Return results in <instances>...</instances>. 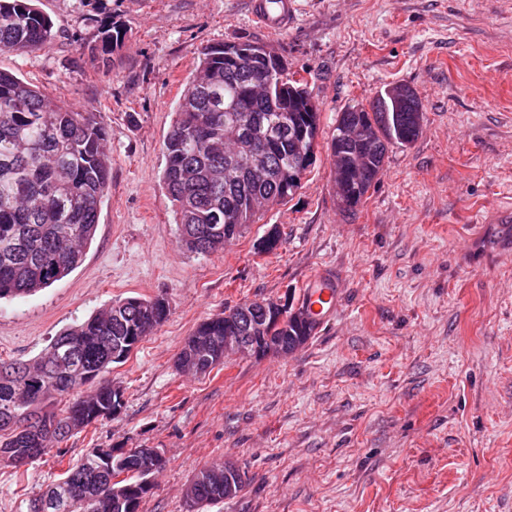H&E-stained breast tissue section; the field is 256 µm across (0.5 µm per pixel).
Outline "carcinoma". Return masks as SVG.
<instances>
[{
    "label": "carcinoma",
    "instance_id": "1",
    "mask_svg": "<svg viewBox=\"0 0 512 512\" xmlns=\"http://www.w3.org/2000/svg\"><path fill=\"white\" fill-rule=\"evenodd\" d=\"M57 31L49 16L32 0H0V50L21 54L50 47ZM121 25H99L92 52L107 59L125 43ZM266 68L255 56L249 67L224 60V46L208 45L186 83L175 120L164 142L162 182L175 208L178 246L206 256L240 237L256 221L248 206L252 197L288 202L301 188L314 161H296L295 132L320 133L321 108L308 82L283 75L266 99L246 94L249 74ZM288 97L292 111L276 110ZM421 107L410 100L397 112L386 92L370 108L357 104L337 114L336 122L356 119L370 128L368 163L350 175L349 210H354L378 181L390 147L421 135L412 115ZM109 133L89 112L59 105L16 75L0 70V299L32 295L73 271L94 240L101 206L111 187L107 155ZM263 138L270 147L275 175L250 181L239 169L252 140ZM240 211L239 224L224 223V212ZM162 297L118 300L87 320L69 326L36 357L0 361V449L11 450L18 463L0 460L16 469L32 449L46 455L112 413V382L98 380L116 363V350L128 346L129 336H148L165 320L157 307ZM288 303L285 316L267 318L260 344L264 358L284 347L306 344L318 321L300 319ZM264 316L257 302L236 305L229 314L201 322L177 355L181 367L207 374L224 363V332L244 333ZM41 381L40 397H29L30 375ZM115 458L125 460L126 477L118 482L98 472L95 456L86 454L68 466L62 479L42 494L26 499V512H140L154 488L153 476L166 460L145 463L122 448ZM224 493V469L209 465L192 479L187 505L219 503Z\"/></svg>",
    "mask_w": 512,
    "mask_h": 512
}]
</instances>
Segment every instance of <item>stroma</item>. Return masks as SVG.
<instances>
[{
	"label": "stroma",
	"mask_w": 512,
	"mask_h": 512,
	"mask_svg": "<svg viewBox=\"0 0 512 512\" xmlns=\"http://www.w3.org/2000/svg\"><path fill=\"white\" fill-rule=\"evenodd\" d=\"M271 34L247 0H39L58 33L15 73L94 113L112 187L81 264L0 301V359H29L64 327L120 299L170 314L107 377L121 414L72 437L63 460L0 465V512L56 484L95 448H157L167 465L141 512H187L202 466L248 473L200 512H512V0H293ZM127 36L109 64L89 51L98 19ZM275 49L321 106V146L287 204L201 257L180 250L161 181L163 143L208 45ZM413 87L424 128L394 146L351 214L336 204L327 144L336 115L385 86ZM281 243L257 245L271 225ZM342 284L338 313L288 356H227L197 377L176 355L199 323L253 299H296L318 273Z\"/></svg>",
	"instance_id": "1"
}]
</instances>
